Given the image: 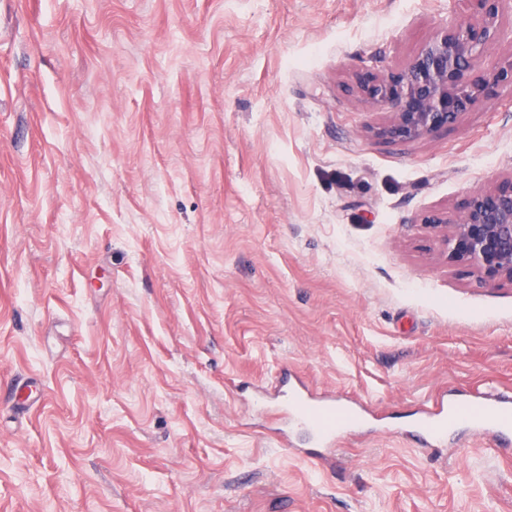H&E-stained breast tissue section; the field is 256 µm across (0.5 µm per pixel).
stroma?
Wrapping results in <instances>:
<instances>
[{"label": "stroma", "instance_id": "stroma-1", "mask_svg": "<svg viewBox=\"0 0 512 512\" xmlns=\"http://www.w3.org/2000/svg\"><path fill=\"white\" fill-rule=\"evenodd\" d=\"M472 0H0V512H512V441L420 404L512 392V282L431 215L512 184V0L409 140L363 96ZM366 403L320 469L282 370Z\"/></svg>", "mask_w": 512, "mask_h": 512}]
</instances>
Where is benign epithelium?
<instances>
[{"label":"benign epithelium","mask_w":512,"mask_h":512,"mask_svg":"<svg viewBox=\"0 0 512 512\" xmlns=\"http://www.w3.org/2000/svg\"><path fill=\"white\" fill-rule=\"evenodd\" d=\"M478 2V17L427 42L399 84L376 76L364 86L373 102L394 109V118L379 128V135L420 138L454 123L480 98L481 89L463 78L478 66L482 46L500 36L503 0ZM430 223L444 234L452 259L476 265L486 282L512 281V188L477 191L459 221L450 225L448 219L434 217Z\"/></svg>","instance_id":"7a95c632"}]
</instances>
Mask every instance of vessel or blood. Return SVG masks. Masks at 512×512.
<instances>
[{"label": "vessel or blood", "mask_w": 512, "mask_h": 512, "mask_svg": "<svg viewBox=\"0 0 512 512\" xmlns=\"http://www.w3.org/2000/svg\"><path fill=\"white\" fill-rule=\"evenodd\" d=\"M289 397L292 411L281 437L283 447L290 453H297L293 434L298 430L306 431L318 447L314 457L316 464L334 468L339 438L345 433L359 431L363 426L360 411L350 408L347 421H339L335 404L323 403L321 395L298 378L289 383ZM509 424H512V394L492 393L483 403H460L451 407L442 401L436 403L421 419L418 438L421 448L432 455L447 439L450 430L467 427L473 439L493 450L505 436V427Z\"/></svg>", "instance_id": "b4317fda"}]
</instances>
